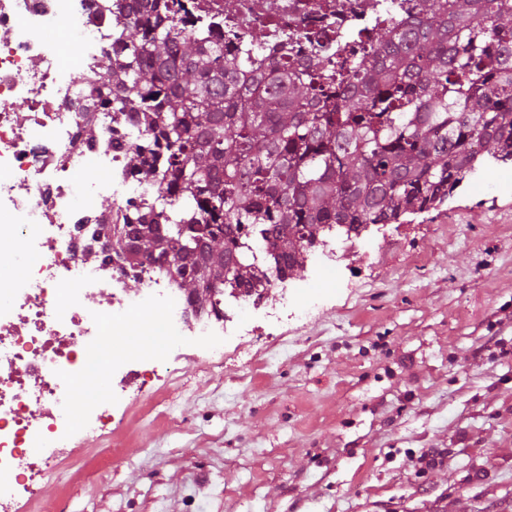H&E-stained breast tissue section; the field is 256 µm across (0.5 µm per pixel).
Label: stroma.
<instances>
[{
  "label": "stroma",
  "mask_w": 512,
  "mask_h": 512,
  "mask_svg": "<svg viewBox=\"0 0 512 512\" xmlns=\"http://www.w3.org/2000/svg\"><path fill=\"white\" fill-rule=\"evenodd\" d=\"M369 227L350 285L269 328L172 337V374L115 399L34 499L66 512H512V163ZM161 403L160 416H138Z\"/></svg>",
  "instance_id": "1"
}]
</instances>
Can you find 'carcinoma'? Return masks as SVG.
I'll return each instance as SVG.
<instances>
[{
  "mask_svg": "<svg viewBox=\"0 0 512 512\" xmlns=\"http://www.w3.org/2000/svg\"><path fill=\"white\" fill-rule=\"evenodd\" d=\"M368 0V26L307 37V65L255 68L197 27L184 0H137L123 54L99 70L127 153L161 186L99 209L112 256L169 274L195 310L250 292L334 227L358 234L437 209L489 160L512 162V0Z\"/></svg>",
  "mask_w": 512,
  "mask_h": 512,
  "instance_id": "cac0c4a2",
  "label": "carcinoma"
}]
</instances>
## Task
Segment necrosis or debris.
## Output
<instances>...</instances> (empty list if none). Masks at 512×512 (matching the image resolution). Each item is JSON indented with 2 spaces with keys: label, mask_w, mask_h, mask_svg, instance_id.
<instances>
[{
  "label": "necrosis or debris",
  "mask_w": 512,
  "mask_h": 512,
  "mask_svg": "<svg viewBox=\"0 0 512 512\" xmlns=\"http://www.w3.org/2000/svg\"><path fill=\"white\" fill-rule=\"evenodd\" d=\"M102 0H0V508L28 491L42 468L73 442L67 407L72 381L87 379L105 351L101 326L121 335L145 308L124 283L171 299L159 322L140 329L155 355L174 331L202 336L231 328L223 307L194 312L173 282L150 266L88 265L82 255L99 204L115 212L156 196L125 164L129 136L113 132L99 88L88 82L105 55L119 52L117 17L100 16ZM358 0H202V23L228 51L240 42L266 44L258 62H307L305 32L350 20ZM82 36L83 53L68 57L59 34ZM98 136L88 140L87 124ZM143 372L113 359L91 422H112L110 398ZM42 405L40 421L32 405Z\"/></svg>",
  "instance_id": "obj_1"
}]
</instances>
